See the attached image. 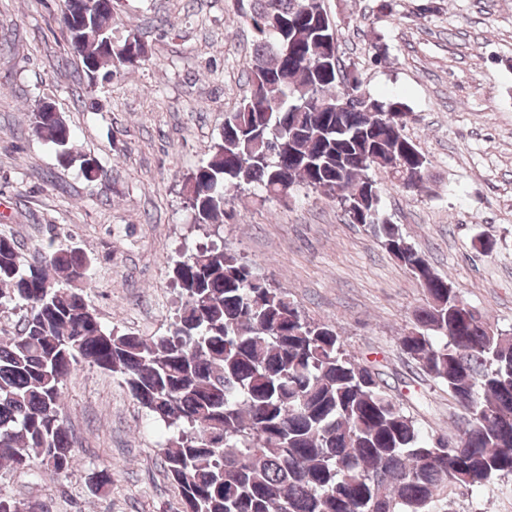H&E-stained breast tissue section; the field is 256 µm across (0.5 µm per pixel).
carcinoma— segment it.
<instances>
[{
    "instance_id": "carcinoma-1",
    "label": "carcinoma",
    "mask_w": 512,
    "mask_h": 512,
    "mask_svg": "<svg viewBox=\"0 0 512 512\" xmlns=\"http://www.w3.org/2000/svg\"><path fill=\"white\" fill-rule=\"evenodd\" d=\"M235 3L255 37L248 89L183 183L194 222H218L228 199L251 188L286 199L304 185L338 201L424 289L399 343L448 391L460 412L454 435L423 431L335 326L306 320L286 291L259 284L222 247L175 261L181 313L167 334L145 339L98 320L81 248L51 238L29 263L0 235V306L22 310L18 331L0 341V465L69 474L64 383L85 361L120 375L170 430L161 454L182 512H448V493L512 478V329L486 322L379 217L376 173L411 192L428 161L405 134L407 106L363 92L356 64L342 66L323 0ZM118 20L119 0H64L61 23L92 85L149 61L137 32L106 40ZM31 126L87 180L104 172L73 154L61 113L34 112ZM0 512H32L31 503L0 494Z\"/></svg>"
}]
</instances>
